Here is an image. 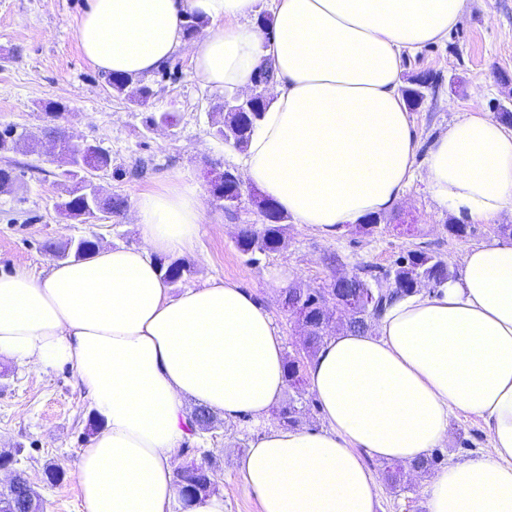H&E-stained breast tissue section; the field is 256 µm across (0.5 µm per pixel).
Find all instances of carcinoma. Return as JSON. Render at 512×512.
<instances>
[{"instance_id":"1","label":"carcinoma","mask_w":512,"mask_h":512,"mask_svg":"<svg viewBox=\"0 0 512 512\" xmlns=\"http://www.w3.org/2000/svg\"><path fill=\"white\" fill-rule=\"evenodd\" d=\"M108 81L117 95L125 96L139 105H148L153 96L150 87H134L132 79L121 74L110 75ZM266 109L267 106L264 105L254 112H226L216 134L233 147L244 150L248 146L257 121ZM212 194L220 198L238 197L240 187L237 175L229 169L225 170L224 180L213 187ZM61 207L73 218L100 221L119 216L126 208V200L120 195L106 197L101 212L93 213L83 208L81 198L72 190L68 198L61 203ZM263 217L262 224L247 227L238 235L236 246L240 252L252 255L256 252H274L280 248L284 223L288 220V215L274 205L263 212ZM94 247V241L82 238L62 247L50 244L47 249L57 258L79 261L88 256ZM159 269L170 284L177 283L187 273L185 265L178 261L167 265L161 263ZM453 276L454 272L449 269L448 263L441 255L426 248L412 249L398 257L393 265L387 268L369 266L367 271L356 274L355 279L344 284L332 282L326 288L313 291L298 287L290 288L288 306L291 307L298 322L306 328L302 344L309 355L317 352L324 340L333 332L331 322L324 316L325 306L331 304L335 307L336 313H346L349 318L346 322L348 329L365 332L369 328V322L379 318L394 297L421 290V282L426 280L431 282L433 287H440ZM303 368L304 356L297 354L288 357L285 377L289 387L295 389L300 384ZM303 412V407L297 405L294 399H288V404L281 407L278 413L280 425L295 426Z\"/></svg>"}]
</instances>
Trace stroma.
Returning <instances> with one entry per match:
<instances>
[{
  "mask_svg": "<svg viewBox=\"0 0 512 512\" xmlns=\"http://www.w3.org/2000/svg\"><path fill=\"white\" fill-rule=\"evenodd\" d=\"M86 4L0 0V131L9 126L25 137L19 149L0 154V166L11 165L18 174L13 189L0 192V271L19 266L36 272L47 269L55 262L45 250L49 242L88 238L102 247L141 245L130 205L141 193L175 177L196 189L206 217L205 234L178 256L188 268L181 287L222 278L252 291L269 308L284 336L285 352L292 355L302 335L283 300L289 287L317 289L329 283L331 257H339L341 269L347 271L387 267L402 251L423 245L441 253L457 272L466 250L499 239L495 222L477 225L474 235L465 238L449 237L446 226L452 214L437 205L420 173L405 196L382 214L373 232L357 225L327 241L311 227L292 223L285 247L248 261L236 239L240 230L262 223L252 203L261 189L244 182V202L231 213L215 205L212 196L214 181L224 170H244L243 151L215 133L224 91L196 80L191 54L184 48L175 55V78L157 72L138 77V84L154 92L148 106L117 96L107 84V73L94 69L81 52L77 28ZM422 74L430 76L432 86L424 102L409 110L421 141H429L465 110L480 108L492 116L501 108L512 110V0H469L461 23L446 39L404 61L403 82ZM50 102L62 104L61 117L47 115ZM154 112L175 113V126L147 128L145 119ZM55 124L64 126L73 139L96 143L110 155L111 166L99 181L102 194L121 195L129 205L111 223H85L60 210L66 197L59 178L62 165L44 136ZM97 427L71 368L44 371L0 358V452L16 455L44 512H81L75 462ZM259 432L252 419L228 424L218 415L177 457L181 465L212 464L224 512H260L236 465ZM485 446L479 419L453 415L449 440L439 450L441 462L463 461ZM365 462L378 478L376 512H427L423 489L429 475L413 471L407 463L371 456ZM50 467L61 470L58 482H46ZM395 469L402 472L397 487L388 479Z\"/></svg>",
  "mask_w": 512,
  "mask_h": 512,
  "instance_id": "stroma-1",
  "label": "stroma"
}]
</instances>
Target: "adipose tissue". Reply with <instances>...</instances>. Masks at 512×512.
Here are the masks:
<instances>
[{"label": "adipose tissue", "instance_id": "ef3b65f1", "mask_svg": "<svg viewBox=\"0 0 512 512\" xmlns=\"http://www.w3.org/2000/svg\"><path fill=\"white\" fill-rule=\"evenodd\" d=\"M273 2L268 32L259 0H88L78 40L131 77L188 47L200 83L224 90L271 65L246 176L325 239L393 208L420 169L455 215H512V130L474 109L421 146L402 93L404 57L446 38L468 0ZM190 14L208 25L188 44ZM134 211L141 245L0 272V357L72 368L102 421L76 462L82 512H170L186 399L258 422L287 390L283 337L254 295L214 278L175 296L158 269L199 238L197 191L173 178ZM306 375L326 429L269 428L237 463L261 512H375L364 455L413 463L457 412L488 446L435 474L428 512H512V239L468 249L457 278L397 299L375 333L337 332Z\"/></svg>", "mask_w": 512, "mask_h": 512}]
</instances>
